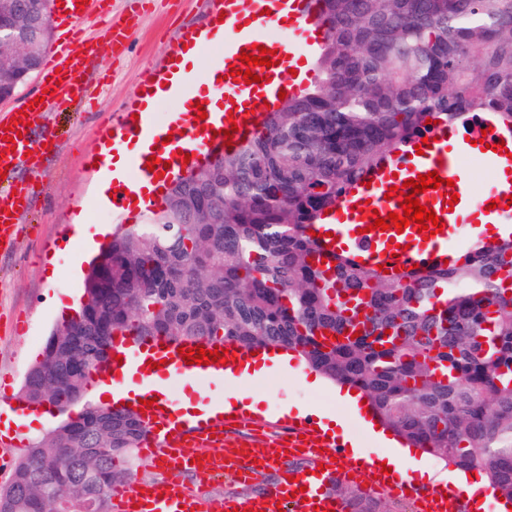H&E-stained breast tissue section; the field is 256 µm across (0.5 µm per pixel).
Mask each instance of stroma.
<instances>
[{
	"label": "stroma",
	"instance_id": "stroma-1",
	"mask_svg": "<svg viewBox=\"0 0 512 512\" xmlns=\"http://www.w3.org/2000/svg\"><path fill=\"white\" fill-rule=\"evenodd\" d=\"M122 22L127 28L123 53L113 54L108 27ZM209 22V0H108L101 15L87 24V32L99 43L98 52L85 61L89 81H103L99 102L85 105L73 97L69 106H51L35 122L36 132L51 133L53 148L36 157L43 178L22 216L24 227L14 251L0 257V376L6 379L5 394L17 397L28 370L41 357L51 329L77 308L83 293V275L76 272L77 258H91L103 237L93 246L85 237L97 226L125 223L98 200L104 180L99 166L90 164L92 153L104 140V123L110 114L125 111L139 85L168 61L173 38L186 27L201 28ZM243 389L258 397L252 423L233 431L249 447L264 448L271 442L274 422L286 411L317 409L336 416L350 436L366 448L376 447L374 436L358 417L336 398V386H306L297 372L274 371L262 379L246 381ZM311 457L289 459L283 471L258 473L240 484L222 477L201 486L205 498L234 496L240 499L263 494L282 472H296L310 465ZM369 512H419V501L430 494L429 483L410 492L369 489L361 483L347 486Z\"/></svg>",
	"mask_w": 512,
	"mask_h": 512
}]
</instances>
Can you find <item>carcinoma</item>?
Returning <instances> with one entry per match:
<instances>
[{
	"label": "carcinoma",
	"instance_id": "obj_1",
	"mask_svg": "<svg viewBox=\"0 0 512 512\" xmlns=\"http://www.w3.org/2000/svg\"><path fill=\"white\" fill-rule=\"evenodd\" d=\"M316 77L264 128L181 180L137 224H118L90 263L77 315L55 327L19 400L61 412L0 488V512L54 500L112 512L149 434L134 410L87 400L112 337L287 349L359 391L409 447L481 470L512 502V236L402 280L325 251L313 225L346 189L427 132L426 119L512 126V0H321ZM0 48L38 43L43 0H0ZM21 72L0 69V97ZM391 333H386V330ZM358 337H353L354 333Z\"/></svg>",
	"mask_w": 512,
	"mask_h": 512
}]
</instances>
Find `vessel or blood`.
<instances>
[{"mask_svg":"<svg viewBox=\"0 0 512 512\" xmlns=\"http://www.w3.org/2000/svg\"><path fill=\"white\" fill-rule=\"evenodd\" d=\"M102 0H87L78 6L77 0H57L52 6V18L58 29V38L52 56L46 61L41 89L54 91L64 98L81 92L84 87V59L94 54L97 45L83 38L80 24L87 12L99 9ZM214 13L223 14L222 23L207 37V44H221L224 53L219 64L206 80L194 78L188 67L169 73L164 86L146 87L134 100L129 112L112 126V152L124 158V177L113 180L116 190L113 210L132 216L143 215L142 207L133 205L127 192L129 185L155 181L164 167L179 169L183 162L200 166L214 159L225 149L224 131L237 124L233 142L257 134L268 109H279L282 96H296L304 90L312 77L310 58L324 37V30L315 18L314 0H211ZM288 27L294 36L287 43L271 33L272 28ZM275 51L274 66L254 67L257 82L245 83L242 76L231 75L230 68L238 64L241 53L251 52L253 45ZM163 98H174L188 104L204 106L207 117L197 122L195 113H173L168 122L156 124L157 103ZM19 112L0 113V171H6L5 182H0V253L10 254L19 231L22 203L34 187L33 181L15 178L13 171L26 161L28 154H43L45 137L34 135L31 127L22 122ZM13 129L14 141H5L6 129ZM432 141L423 149L407 144L404 150L375 168L368 182L349 188L330 212L325 224L316 226L322 234L326 251L346 254L353 262L368 266H383L399 273H410L413 267H426L454 260L460 253L452 238L460 225L468 223L471 210H490L499 224L512 223V129L494 128L482 133L480 128L463 132L440 125L432 129ZM474 156L485 161L495 172L494 185L482 200H474L469 181L463 175L462 160ZM155 161L154 169H147V161ZM440 178L453 179V189L439 187L420 194L421 205L433 208L445 227L442 233L423 238L417 224H410L403 233L373 229V212L381 216L400 211L403 195H390L393 186H402L405 180L429 172ZM459 195L457 203H450V192ZM163 353L166 359L161 369L144 371L143 360L150 352ZM180 346L163 336L136 342L130 336L114 337L113 360L94 373L96 384L121 392L127 382L141 388L142 400L158 396L157 385L166 379L194 380L219 378L224 374L221 363L208 365L186 364L179 354ZM168 418L179 420L175 411ZM153 410H146L142 418L149 424V436L140 453L157 462L163 479L145 483L135 481L114 489L112 501L116 512H347L345 502L332 490L334 482L360 477L370 488L386 487L385 476L365 460H353L347 449L337 446L334 437L316 433L302 420L289 418L284 436L287 447L254 452L249 448H228L223 436L215 435V428L230 424L231 416L208 420H179L180 425L165 430L154 425ZM205 446L206 456L193 463L188 443ZM306 445L317 454L318 469L302 474L298 481L288 478L274 485L267 493L247 500L235 498L202 499L178 479L172 478V469L190 471L199 481L207 482L226 473L240 483L249 482L256 472L284 464L285 451Z\"/></svg>","mask_w":512,"mask_h":512,"instance_id":"b4317fda","label":"vessel or blood"}]
</instances>
